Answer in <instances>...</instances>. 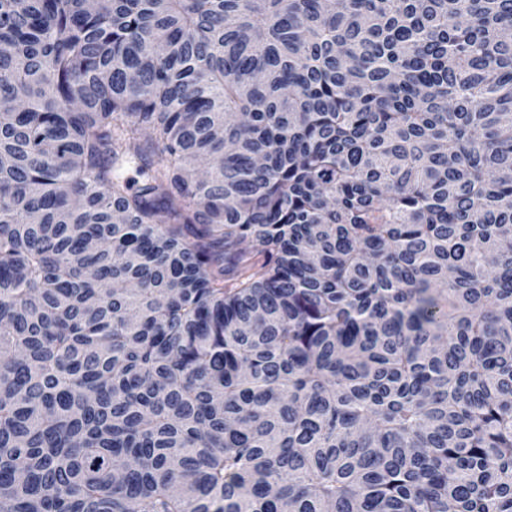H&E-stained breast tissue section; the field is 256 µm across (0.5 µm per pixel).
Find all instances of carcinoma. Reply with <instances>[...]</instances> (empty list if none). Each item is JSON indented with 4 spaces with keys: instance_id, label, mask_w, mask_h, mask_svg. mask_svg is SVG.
Returning a JSON list of instances; mask_svg holds the SVG:
<instances>
[{
    "instance_id": "cac0c4a2",
    "label": "carcinoma",
    "mask_w": 512,
    "mask_h": 512,
    "mask_svg": "<svg viewBox=\"0 0 512 512\" xmlns=\"http://www.w3.org/2000/svg\"><path fill=\"white\" fill-rule=\"evenodd\" d=\"M0 512H512V0H0Z\"/></svg>"
}]
</instances>
